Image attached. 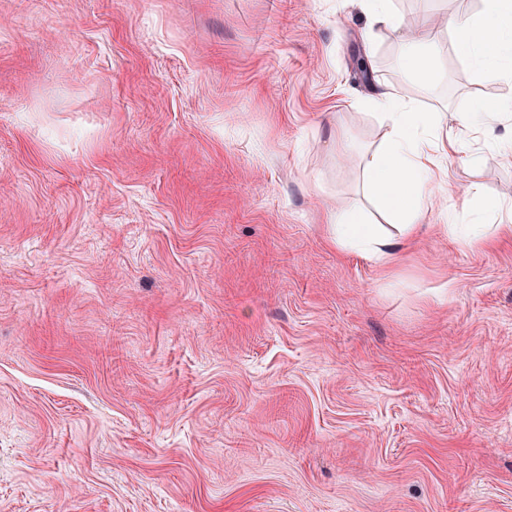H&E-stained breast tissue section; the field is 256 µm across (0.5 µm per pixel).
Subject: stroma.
Masks as SVG:
<instances>
[{
	"label": "stroma",
	"instance_id": "obj_1",
	"mask_svg": "<svg viewBox=\"0 0 512 512\" xmlns=\"http://www.w3.org/2000/svg\"><path fill=\"white\" fill-rule=\"evenodd\" d=\"M0 0V512H512V117L449 160L391 274L326 210L396 234L365 101L512 97L442 18L481 0ZM435 42L436 88L403 41ZM363 9L375 24H381L394 31L404 25L403 18L387 7V0H361ZM433 43L415 38L404 45L399 65L407 80L423 91H430L434 84L436 56ZM471 201H475L479 205L480 217L474 223H482L487 217L502 213H510L512 215V201L487 196L480 184L474 183L467 189L464 205L468 206V203Z\"/></svg>",
	"mask_w": 512,
	"mask_h": 512
}]
</instances>
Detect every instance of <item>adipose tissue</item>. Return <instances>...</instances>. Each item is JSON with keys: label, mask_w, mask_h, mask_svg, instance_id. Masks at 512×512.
<instances>
[{"label": "adipose tissue", "mask_w": 512, "mask_h": 512, "mask_svg": "<svg viewBox=\"0 0 512 512\" xmlns=\"http://www.w3.org/2000/svg\"><path fill=\"white\" fill-rule=\"evenodd\" d=\"M446 29L454 34L456 53L482 76L512 87V0H484L477 19L449 16ZM399 65L407 80L423 91L434 84L436 53L431 43L415 38L406 43ZM383 110L390 129L381 146L363 156L362 178L368 191L386 213L399 224L398 237L379 233L365 224L357 211L342 209L329 213L335 225L337 248L363 247L383 273L394 268L398 248L417 238L425 212L433 205L441 159L463 154L465 163L476 166L480 157L463 152L459 128L478 131L512 113V100L483 105L478 117H456L446 125L423 115L414 101L389 88H381L370 99Z\"/></svg>", "instance_id": "1"}]
</instances>
